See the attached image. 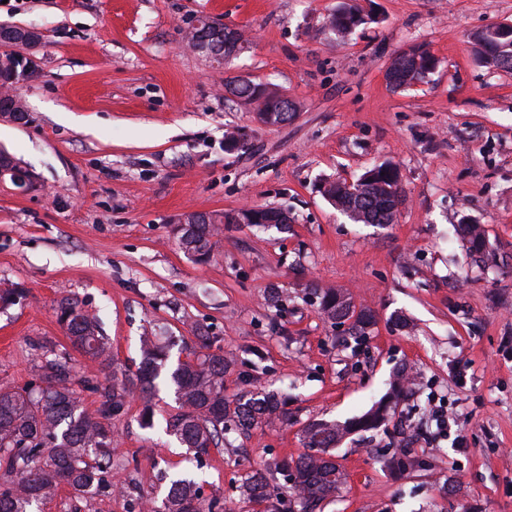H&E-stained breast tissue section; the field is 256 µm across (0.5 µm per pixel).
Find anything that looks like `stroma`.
<instances>
[{
	"label": "stroma",
	"instance_id": "stroma-1",
	"mask_svg": "<svg viewBox=\"0 0 512 512\" xmlns=\"http://www.w3.org/2000/svg\"><path fill=\"white\" fill-rule=\"evenodd\" d=\"M340 0H0V23L39 43L0 45L25 71L14 84L24 122L0 120V150L27 180L0 178V288L24 295L0 311V382L37 385L46 350L88 373L55 308L65 297L97 314L117 370L134 373L140 340L160 337L170 363L189 360L197 330L233 365L224 391L266 387L294 422L230 435L195 456L165 434L172 390L134 394L113 421L112 471L126 495L77 498L59 489L42 512H139L167 476H191L223 512H263L242 499L246 473L301 456L308 423L361 416L412 373V396L390 426L345 435L328 452L346 475L323 512H512V73L480 65L474 36L512 23V0H357L373 22L345 38L328 20ZM207 18L251 34L223 66L181 45ZM420 45L440 61L406 90L385 79L391 59ZM250 77L299 103L287 124L262 127L226 92ZM242 129L247 147L224 149ZM390 160L406 201L394 224H354L319 193L323 178L356 180ZM287 206V229L243 224L217 237L209 262L179 248L184 215ZM481 224L483 261L458 237ZM344 292L376 323L342 343L308 293ZM282 291L270 307L268 288ZM458 425L427 445L432 400ZM153 427L142 423L145 406ZM412 433L419 464L399 473L382 457ZM459 436V437H460Z\"/></svg>",
	"mask_w": 512,
	"mask_h": 512
}]
</instances>
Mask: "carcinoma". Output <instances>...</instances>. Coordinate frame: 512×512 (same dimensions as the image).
I'll use <instances>...</instances> for the list:
<instances>
[{
  "mask_svg": "<svg viewBox=\"0 0 512 512\" xmlns=\"http://www.w3.org/2000/svg\"><path fill=\"white\" fill-rule=\"evenodd\" d=\"M365 23L355 0H344L330 19L331 28L344 36ZM475 56L482 64L512 73L511 44L490 34L474 38ZM247 33L224 37V57H236L249 47ZM404 77L396 89L410 87L433 73L437 59L421 47L410 48L401 57ZM227 91L239 104H257L276 114L281 124L293 120L299 105L276 87L251 79H238ZM0 116L14 121L26 117L21 101L9 94L0 97ZM320 192L331 204L356 224L384 226L395 222L403 202L402 174L393 162L373 164L355 181L324 179ZM207 224H179L176 233L180 248L197 263L210 260L214 237L225 224H247L264 229H284L288 213L281 207L253 206L224 213L208 214ZM459 232L474 254L485 247L481 225L462 223ZM310 294L318 300L321 312L332 324L349 323L348 335L356 340L366 336L372 324L367 308L358 311L334 288L314 285ZM72 346L98 371L112 373V386L100 390V407L94 416L78 408L76 372L69 357L55 354L38 366L40 384L14 388L0 384V512H40V505L52 499L64 486L76 496L104 495L112 491V421L120 418L127 399L137 390L150 395L159 385L173 388L178 412L166 419V432L196 455L224 444V436L244 432L263 424L291 422L275 393L249 391L233 399L224 396V374L232 363L224 354L211 350L207 332H198L194 359L167 366L166 346L155 336L142 340V358L133 377L118 378L112 371V351L108 337L95 315L73 298H63L56 308ZM388 416L384 405L346 425L317 422L302 430L301 442L307 448H330L344 434L379 428ZM286 477L295 508L283 509L272 498L271 487L278 477ZM345 475L335 463L315 454L296 461H272L264 470L244 477L240 493L252 503H267L266 512H318L321 504L340 491ZM150 512H221L220 500L202 497L199 484L190 478L169 481L161 505L149 500Z\"/></svg>",
  "mask_w": 512,
  "mask_h": 512,
  "instance_id": "carcinoma-1",
  "label": "carcinoma"
}]
</instances>
